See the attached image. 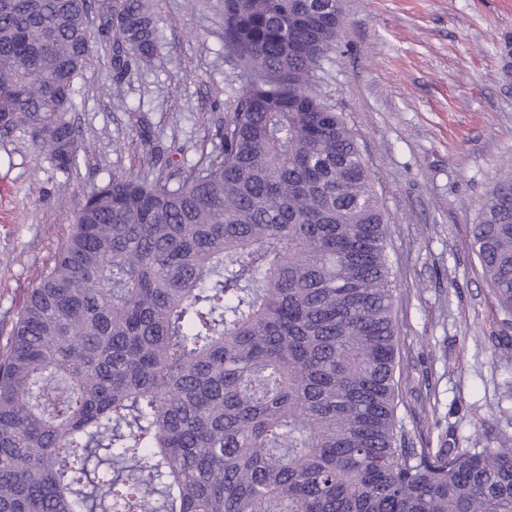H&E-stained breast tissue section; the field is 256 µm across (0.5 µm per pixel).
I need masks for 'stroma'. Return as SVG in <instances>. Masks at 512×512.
Returning a JSON list of instances; mask_svg holds the SVG:
<instances>
[{
  "mask_svg": "<svg viewBox=\"0 0 512 512\" xmlns=\"http://www.w3.org/2000/svg\"><path fill=\"white\" fill-rule=\"evenodd\" d=\"M345 25L318 73L388 216L399 327V421L416 447L465 448L512 422V324L470 247L480 198L512 161V0H342ZM154 67L115 82L92 53L71 118L89 147L66 175L26 140L0 141V331L65 241L80 203L111 177L154 179L221 144L244 79L224 53L222 0H155Z\"/></svg>",
  "mask_w": 512,
  "mask_h": 512,
  "instance_id": "1",
  "label": "stroma"
}]
</instances>
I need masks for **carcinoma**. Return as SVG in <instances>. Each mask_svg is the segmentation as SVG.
Returning a JSON list of instances; mask_svg holds the SVG:
<instances>
[{"mask_svg": "<svg viewBox=\"0 0 512 512\" xmlns=\"http://www.w3.org/2000/svg\"><path fill=\"white\" fill-rule=\"evenodd\" d=\"M154 0H0V139L68 174L93 47L158 52ZM339 0H224L249 74L222 144L114 176L0 343V512H512V435L408 447L388 219L315 84ZM471 247L512 315V171Z\"/></svg>", "mask_w": 512, "mask_h": 512, "instance_id": "carcinoma-1", "label": "carcinoma"}]
</instances>
